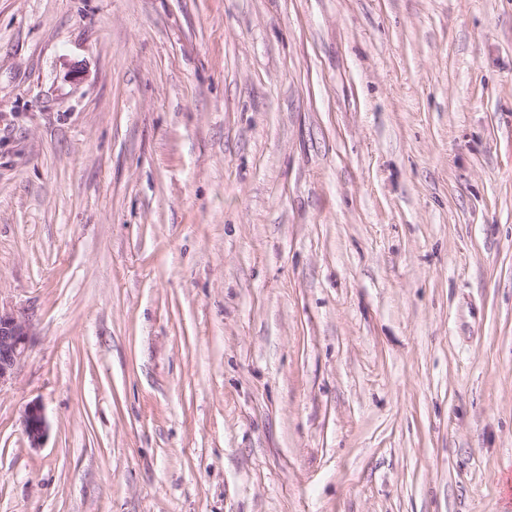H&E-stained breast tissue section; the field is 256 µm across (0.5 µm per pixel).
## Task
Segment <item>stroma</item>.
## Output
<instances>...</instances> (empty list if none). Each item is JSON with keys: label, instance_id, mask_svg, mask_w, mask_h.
<instances>
[{"label": "stroma", "instance_id": "1", "mask_svg": "<svg viewBox=\"0 0 512 512\" xmlns=\"http://www.w3.org/2000/svg\"><path fill=\"white\" fill-rule=\"evenodd\" d=\"M0 307V512H512V0H0ZM29 337L28 321L0 307V387L14 376L26 353ZM22 425L29 447L40 448L48 435V423L40 402L26 405L22 414Z\"/></svg>", "mask_w": 512, "mask_h": 512}]
</instances>
